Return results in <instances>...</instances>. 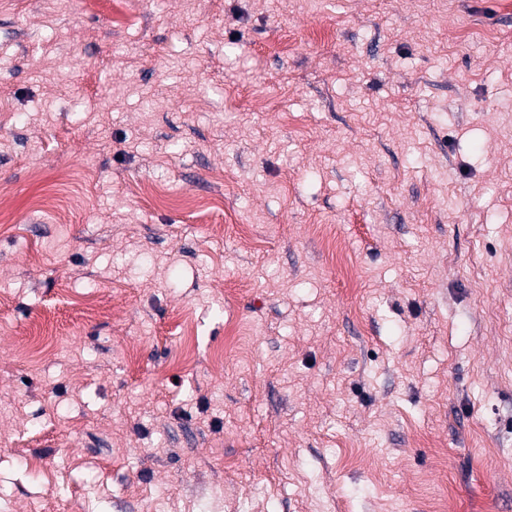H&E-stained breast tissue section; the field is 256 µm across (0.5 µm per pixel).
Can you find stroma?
Wrapping results in <instances>:
<instances>
[{"mask_svg": "<svg viewBox=\"0 0 512 512\" xmlns=\"http://www.w3.org/2000/svg\"><path fill=\"white\" fill-rule=\"evenodd\" d=\"M129 3L0 0V512H512V6Z\"/></svg>", "mask_w": 512, "mask_h": 512, "instance_id": "35a3bbf8", "label": "stroma"}]
</instances>
